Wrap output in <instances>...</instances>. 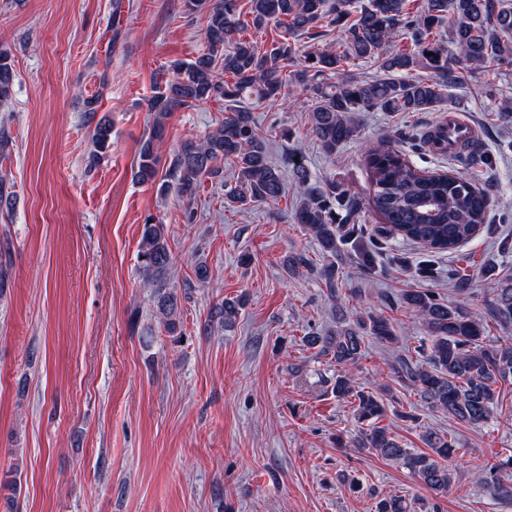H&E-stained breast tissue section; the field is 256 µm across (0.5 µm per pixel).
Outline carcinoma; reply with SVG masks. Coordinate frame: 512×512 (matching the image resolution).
<instances>
[{"label":"carcinoma","mask_w":512,"mask_h":512,"mask_svg":"<svg viewBox=\"0 0 512 512\" xmlns=\"http://www.w3.org/2000/svg\"><path fill=\"white\" fill-rule=\"evenodd\" d=\"M184 0L188 15L205 14L207 51L190 62L171 66L172 77L151 105L153 122L139 150L136 180L157 182V151L165 138L170 114L208 101L224 102L227 115L203 139L187 137L180 143L162 191L193 195L205 178L222 173L224 161L237 172L234 184L224 186V204L233 207L272 205L284 194L283 173L270 159L267 139L253 114L256 103L290 95L297 88L306 93L309 133L321 150L332 155L357 139L358 112H433L449 99L450 91L466 77L480 71L512 70V0H426L424 9L408 12V0ZM274 23L284 28L283 40L265 51L248 39H235L230 50L226 39L251 26L261 30ZM328 23L339 28L338 47L302 50L296 46ZM446 30L448 39L440 37ZM403 32L414 37L413 48L397 50ZM377 65L382 76L370 82L346 73L350 60ZM418 69L428 74L416 78ZM15 78L10 52L0 49V104L11 96ZM111 125L98 123L92 131L93 160L109 145ZM300 152L291 148L288 172L303 188L295 209L296 223L316 241L323 257L336 258L351 242L359 265L375 268L383 249L380 239L365 235L357 225L361 202L347 193H336L328 176L312 179ZM461 165L445 174L429 175L416 168L395 141H381L366 150L365 164L373 185L371 209L388 230L436 252L453 251L469 242L488 223L490 191L479 187L463 170L491 168L493 157L481 150L453 155ZM345 213L354 222L345 237L336 231V218ZM139 267L144 287L154 290L164 329L173 333L179 323L177 300L167 291L171 247L164 224L143 225ZM291 273L306 272L319 278L335 294L336 266H317L302 253L283 259ZM402 307L416 316L426 336L416 347L418 357L402 358L394 373L420 395L427 408L448 421L481 425L492 412L498 385L512 379V342L487 345L484 323L466 313L461 304L425 291H407ZM242 301L215 306L203 332L213 323L230 327ZM489 318L505 331L512 330V281L493 288ZM388 347L400 341L397 326L388 318L370 315L353 327H339L326 336L313 332L304 337L310 348L330 357L336 365L332 392L353 408L360 424L353 439L358 448L405 465L435 493H446L451 484L448 459L457 451L454 439L426 429L424 440L431 453L413 451L381 425L384 404L371 392L355 385L351 369L363 356L367 338ZM512 472V455L493 465L474 466V477L496 499L512 504V483H503L501 471Z\"/></svg>","instance_id":"cac0c4a2"}]
</instances>
